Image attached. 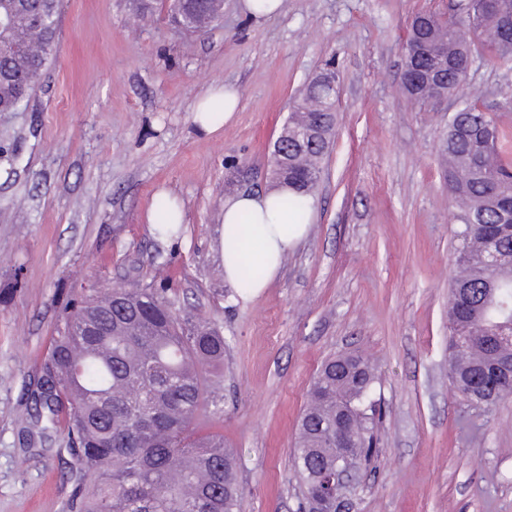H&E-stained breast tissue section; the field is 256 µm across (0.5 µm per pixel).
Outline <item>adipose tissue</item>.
Returning a JSON list of instances; mask_svg holds the SVG:
<instances>
[{"mask_svg": "<svg viewBox=\"0 0 512 512\" xmlns=\"http://www.w3.org/2000/svg\"><path fill=\"white\" fill-rule=\"evenodd\" d=\"M220 106V114H213V106ZM239 105L236 88L225 85L212 87L201 97L193 114L198 132L214 134L231 122ZM287 190L271 191L260 196L238 194L224 201L223 224L225 227L243 226L237 237H224V277L238 283L244 268L260 267L262 276L252 282L253 293H260L278 274L281 262L307 236L308 227L294 223L280 201L287 197Z\"/></svg>", "mask_w": 512, "mask_h": 512, "instance_id": "obj_1", "label": "adipose tissue"}]
</instances>
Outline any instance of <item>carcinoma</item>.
I'll list each match as a JSON object with an SVG mask.
<instances>
[{"label": "carcinoma", "instance_id": "obj_1", "mask_svg": "<svg viewBox=\"0 0 512 512\" xmlns=\"http://www.w3.org/2000/svg\"><path fill=\"white\" fill-rule=\"evenodd\" d=\"M468 0L466 15L443 21L424 13L435 49L448 51V78L441 88L456 93L467 75L463 59L481 47L512 62V43L498 39L512 21V0L486 10ZM61 0H0V105L19 107L39 82L57 27L38 45L16 49L33 36L38 10L58 18ZM219 0L202 5L171 0L170 20L202 31L222 13ZM329 87L309 82L288 117V160L271 171L272 186L287 188L297 223L305 220L306 198L321 179L322 159L336 125ZM500 131L493 114L473 100L448 122L442 144L446 177L460 204L455 215V266L449 286L448 374L465 399L483 383L495 406L512 395V378L497 372L512 358V165L497 149ZM224 366V335L209 317L181 318L152 284L100 290L68 307L64 326L51 343L42 384L31 392L35 418L63 424L74 452L71 476L81 512H237L235 453L224 435H202L200 412L220 411L215 394ZM372 363L346 354L317 373L299 421L291 453L304 493L317 490L316 476L336 461V419L349 406L356 461L375 451L373 409L368 395Z\"/></svg>", "mask_w": 512, "mask_h": 512}]
</instances>
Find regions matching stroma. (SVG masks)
<instances>
[{
  "label": "stroma",
  "instance_id": "stroma-1",
  "mask_svg": "<svg viewBox=\"0 0 512 512\" xmlns=\"http://www.w3.org/2000/svg\"><path fill=\"white\" fill-rule=\"evenodd\" d=\"M466 3L282 0L252 21L224 0L219 25L186 34L161 0H64L27 106L0 112V512H70L73 457L25 406L66 302L162 277L178 314L224 333L223 409L198 430L239 454L240 512H298V420L346 352L376 361L382 412L350 512H512V398L464 400L448 376L457 206L440 146L462 99L420 105L402 86L414 15L458 19ZM328 62L338 121L308 235L253 296L224 279V200L270 189L274 143ZM224 84L235 120L197 132L196 101ZM465 90L496 113L512 162V65L475 52ZM162 191L183 211L174 238L148 220Z\"/></svg>",
  "mask_w": 512,
  "mask_h": 512
}]
</instances>
